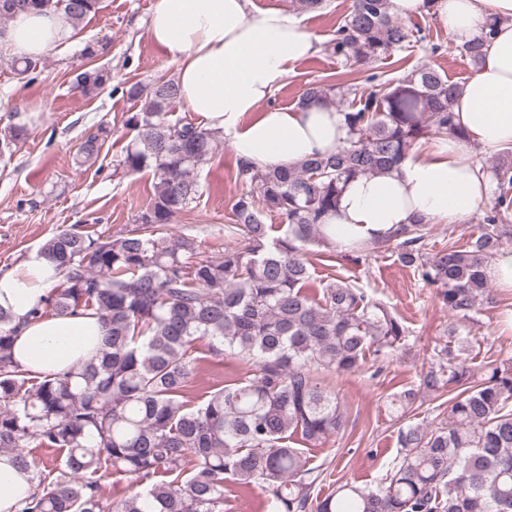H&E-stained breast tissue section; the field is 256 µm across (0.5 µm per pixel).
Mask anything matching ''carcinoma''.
<instances>
[{"label":"carcinoma","instance_id":"obj_1","mask_svg":"<svg viewBox=\"0 0 512 512\" xmlns=\"http://www.w3.org/2000/svg\"><path fill=\"white\" fill-rule=\"evenodd\" d=\"M100 0H0V23L22 12H57L74 31L99 10ZM391 0H351L328 42L341 74L390 57L426 39L398 19ZM456 46L482 64L496 29ZM98 43L81 51L86 61L74 88L102 91L108 71L91 66ZM39 58L6 62L24 79ZM356 94L342 84L312 83L300 104L341 106L350 137L336 153L292 167L255 168L236 159L237 178L250 187L232 204L224 225V252L202 256L195 237L169 232L172 219L200 197L198 170L212 159L220 132L187 118L171 122L175 79L160 76L130 89L139 102L127 126L137 137L119 165L128 173L156 175L150 206L137 224L93 237L73 226L46 239L40 251L62 277L39 299L29 318L94 312L105 328L98 351L77 369L34 375L15 359L21 324L0 308V453L30 473L32 493L18 512H224V482L255 486L272 512H512V363L453 397L448 424L400 431L401 456L375 489L350 482L312 496L322 473L307 467L297 437L318 447L346 424L345 412L321 379L323 372L352 374L370 354L385 360L399 349L406 328L382 303L344 282L322 283L316 302L307 246L327 244L325 218L342 185L385 172L406 158L421 138L456 133L453 104L462 83L423 64L395 80L367 77ZM28 126L10 125L0 156L27 139ZM108 137L103 125L79 147L78 163L98 158ZM493 196L479 218V235L465 249L455 244L430 253L421 220L356 250L393 251L440 288L457 320L492 302L487 262L512 241V147L492 166ZM276 214L287 220L264 222ZM279 235L274 236L272 232ZM210 341L251 363L250 375L212 389L206 400H185L197 365L195 343ZM469 368L451 344L418 388L399 396L412 409L419 392H437L466 379ZM28 448H56L58 464L40 469ZM123 473L143 488L112 504L101 478Z\"/></svg>","mask_w":512,"mask_h":512}]
</instances>
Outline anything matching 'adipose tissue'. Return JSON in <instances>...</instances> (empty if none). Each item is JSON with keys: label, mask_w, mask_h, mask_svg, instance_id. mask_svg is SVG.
Masks as SVG:
<instances>
[{"label": "adipose tissue", "mask_w": 512, "mask_h": 512, "mask_svg": "<svg viewBox=\"0 0 512 512\" xmlns=\"http://www.w3.org/2000/svg\"><path fill=\"white\" fill-rule=\"evenodd\" d=\"M409 18L431 12L458 44L497 19L482 65L453 107L463 137L422 141L398 166L360 176L343 187L327 216L326 239L341 249L370 244L421 218L462 224L490 192L477 154L512 146V0H391ZM61 15L21 13L0 44L18 57H40L68 32ZM153 43L176 65L179 100L206 128L229 136L236 154L256 167L291 166L330 155L349 138L342 113L317 103L269 105L292 64L312 56L316 39L297 14L255 8L251 0H156L149 22ZM59 277L39 252L0 274V308L25 321L14 356L33 371L79 366L98 350L104 327L92 314L28 321L30 310Z\"/></svg>", "instance_id": "obj_1"}]
</instances>
